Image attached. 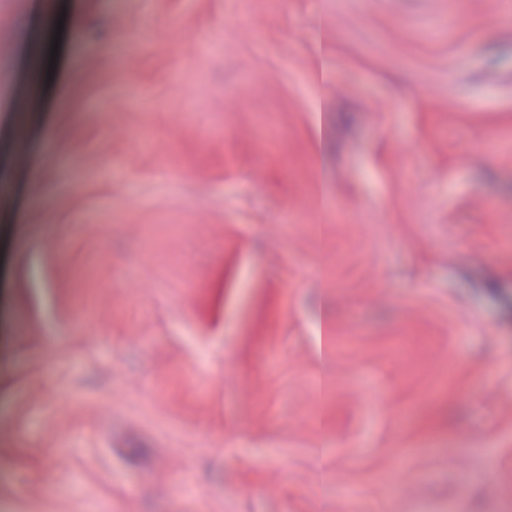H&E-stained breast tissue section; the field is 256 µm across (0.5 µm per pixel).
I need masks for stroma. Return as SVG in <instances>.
<instances>
[{
  "label": "stroma",
  "instance_id": "1",
  "mask_svg": "<svg viewBox=\"0 0 512 512\" xmlns=\"http://www.w3.org/2000/svg\"><path fill=\"white\" fill-rule=\"evenodd\" d=\"M0 512H512V0H0Z\"/></svg>",
  "mask_w": 512,
  "mask_h": 512
}]
</instances>
